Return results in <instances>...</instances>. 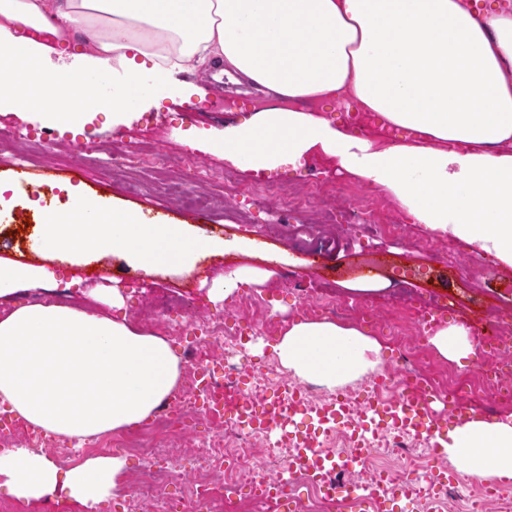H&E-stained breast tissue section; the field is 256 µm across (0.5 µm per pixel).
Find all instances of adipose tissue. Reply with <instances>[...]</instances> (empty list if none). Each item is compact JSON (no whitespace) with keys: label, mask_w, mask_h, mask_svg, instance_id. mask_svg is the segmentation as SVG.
Segmentation results:
<instances>
[{"label":"adipose tissue","mask_w":512,"mask_h":512,"mask_svg":"<svg viewBox=\"0 0 512 512\" xmlns=\"http://www.w3.org/2000/svg\"><path fill=\"white\" fill-rule=\"evenodd\" d=\"M33 36H26V29ZM91 44L54 67L58 44ZM223 67L274 98L225 127L207 149L253 172L322 155L389 196L411 223L462 240L512 266V5L489 0H0V112H32L76 128L90 110L127 122L185 68ZM105 77L102 95L83 93ZM355 104L401 130L356 135L319 103ZM35 250L86 264L119 257L145 272H182L217 243L82 192L41 213ZM55 274L0 259V299L43 291ZM87 305L25 304L0 314V405L30 425L83 445L148 419L177 390L181 360L135 328L119 287ZM445 359L477 354L466 327L429 339ZM382 344L352 325L291 323L273 350L288 371L335 386L373 371ZM442 447L474 479L512 480V417L475 416ZM127 462L89 456L61 467L40 448L0 452V492L29 503L59 496L85 512L125 489Z\"/></svg>","instance_id":"1"}]
</instances>
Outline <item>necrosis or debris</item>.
I'll return each instance as SVG.
<instances>
[{"instance_id": "obj_1", "label": "necrosis or debris", "mask_w": 512, "mask_h": 512, "mask_svg": "<svg viewBox=\"0 0 512 512\" xmlns=\"http://www.w3.org/2000/svg\"><path fill=\"white\" fill-rule=\"evenodd\" d=\"M114 169L124 171L141 168L158 175V185L167 194L181 199L188 206L207 210L208 200L193 189L195 183L223 181L229 197L241 193L261 195L275 191L279 226H288L296 217L315 216L317 223L336 224L342 227L356 226L363 237L369 239L397 236L401 230L395 217H378L373 199H362L353 209L343 211L327 207L313 211L311 201L324 194L325 188L316 177H308L300 183L283 182L270 186L262 180L253 181L248 188H241L228 169L192 160L181 163V179L174 182L164 178L168 168L166 160L144 153L120 152L112 157ZM411 315L402 312L388 325L390 340L399 345L400 365L397 371L382 374L380 379L368 380L364 386L370 396L393 400L403 396L416 385L445 387L449 391L469 392L473 389L470 377L443 375L440 370L420 368L426 352L415 337L410 336L407 326ZM493 338L488 351L482 356L483 364L494 373L487 383L490 401L512 398V322L497 318L493 324ZM169 335L183 343L187 370L180 391L171 402L159 408L153 420L154 432L160 433L163 444L144 440L140 435L128 433L95 442V449L109 451L119 448L138 456L142 466L124 500L125 512H144L145 507H162L163 512H179L183 501L199 499L210 506V512H279L278 499L247 497L243 487L251 485L259 473L272 471L278 464L295 452L287 442L274 443L263 433L236 423L223 410L215 408L218 396L224 393H240L244 377L255 380L251 399H263L265 393L278 389L282 376L275 369L250 374L237 359V348L242 335L230 325L223 315L198 314L185 328L170 329ZM194 424L204 431L203 441L185 443L183 428ZM18 445L27 448L48 449L60 462H68L72 451L66 443L38 433L26 425L0 430V446ZM366 453L360 472L367 479L386 478L397 483L407 482L410 474L421 469L427 458L422 439L409 435L385 433L367 438ZM189 467L191 479L181 486L180 501H173L168 492L175 472ZM439 498L449 512L457 504L467 506V512H512V493L495 491L492 498L481 499L480 492L471 486L421 485L416 491V502Z\"/></svg>"}]
</instances>
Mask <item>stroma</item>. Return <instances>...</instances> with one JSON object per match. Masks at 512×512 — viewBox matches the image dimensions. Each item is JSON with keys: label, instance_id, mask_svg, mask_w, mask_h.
Returning <instances> with one entry per match:
<instances>
[{"label": "stroma", "instance_id": "stroma-1", "mask_svg": "<svg viewBox=\"0 0 512 512\" xmlns=\"http://www.w3.org/2000/svg\"><path fill=\"white\" fill-rule=\"evenodd\" d=\"M270 102V97L249 89L247 84L227 79L222 90H210L203 98L193 95L179 98L158 92L124 124L113 123L111 113L93 111L83 126L55 130L58 149L49 162L61 170L62 175L54 179L55 191L46 194V201L55 205L65 202V190L73 186L105 203L141 211L146 217L165 209L172 223L188 225L199 236L222 240L227 247L226 252L201 256L193 271L180 276L163 272L148 275L139 270L134 279L123 280L119 274L126 263L115 257L105 258L90 267L56 264L58 282L66 289L63 303L83 304V291L116 285L124 292L126 314L131 322H138L140 311L150 306L157 315V327L162 329L185 324L186 317L180 309L163 305L164 300L180 295L189 297L200 310L211 314H222L231 309L233 303L229 300L216 305L209 302L208 286L224 274L251 266L269 270V278L262 284L250 286L249 291L265 299L267 315L279 321L281 326L298 320L300 297L304 294H327L352 306L371 307L374 317L359 321L358 326L383 340L379 365L383 372L392 370L399 355L397 346L386 342L383 328L396 311L406 306H419L454 296L455 303L444 316V323L464 325L471 329L473 340H480L476 327L491 320L494 312L502 307L504 290L483 278L449 272L447 254L433 258L422 251L421 243L431 238L422 225L404 224L402 239L385 238L371 242L352 231L318 224L314 227L309 247L305 248L288 231H272L271 225L276 219L272 209L274 196L254 203L246 197L228 201L224 198L223 185H201V192L214 201L209 219L204 220L171 197L132 191L126 179L112 169L109 151L116 141L127 147H149L151 153L164 158L203 157L210 163L224 165L222 155L201 149L203 136L220 133L225 125L242 122L258 105ZM0 128L13 131L12 136L0 140V180H7L17 155H40L35 134L44 130L45 124L27 112H0ZM320 163V179L328 185L344 188V203L353 205L360 197L368 196L389 209L392 215H399V208L393 206L383 193L337 172L328 158H321ZM75 165L81 166L82 176L73 181L65 172ZM243 206L250 209L251 225L244 226L239 222V209ZM362 250L381 253L383 260L395 264L433 261V278L401 291L385 283L372 293H358L351 290L352 279L345 276L344 271ZM285 273L292 277L287 285L280 281Z\"/></svg>", "mask_w": 512, "mask_h": 512}]
</instances>
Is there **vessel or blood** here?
I'll return each instance as SVG.
<instances>
[{
	"label": "vessel or blood",
	"mask_w": 512,
	"mask_h": 512,
	"mask_svg": "<svg viewBox=\"0 0 512 512\" xmlns=\"http://www.w3.org/2000/svg\"><path fill=\"white\" fill-rule=\"evenodd\" d=\"M230 409L242 425L268 436L277 434L296 442L299 450L291 459V466L309 469L319 478L336 473L341 467H356L359 461V453L355 450L340 465L318 451L320 436L334 426H342L358 440L389 426L395 431L421 437L435 453L440 448L438 439L447 424L461 423L471 416L459 395H442L423 385L400 400L385 402L369 398L355 409L347 400L339 398L311 415L303 406L301 394L292 389L259 401L242 396L231 401ZM336 489L353 506L373 500L396 505L411 499L415 492L413 485L387 481L362 486L340 481Z\"/></svg>",
	"instance_id": "obj_1"
}]
</instances>
